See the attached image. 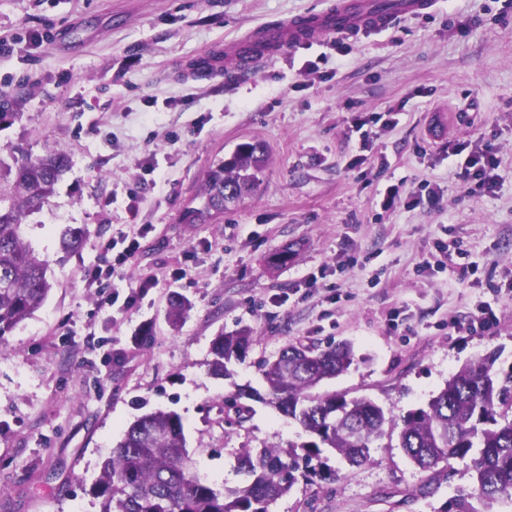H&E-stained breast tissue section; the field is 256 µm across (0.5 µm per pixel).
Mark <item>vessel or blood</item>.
I'll list each match as a JSON object with an SVG mask.
<instances>
[{
	"label": "vessel or blood",
	"mask_w": 512,
	"mask_h": 512,
	"mask_svg": "<svg viewBox=\"0 0 512 512\" xmlns=\"http://www.w3.org/2000/svg\"><path fill=\"white\" fill-rule=\"evenodd\" d=\"M436 2L390 0L388 7L382 8L376 0H329L319 12L285 23L257 26L230 45L229 50L244 64L252 65L270 60L284 47L310 45L327 34L356 38L385 30L398 20L430 14Z\"/></svg>",
	"instance_id": "b4317fda"
}]
</instances>
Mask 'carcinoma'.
I'll use <instances>...</instances> for the list:
<instances>
[{
  "mask_svg": "<svg viewBox=\"0 0 512 512\" xmlns=\"http://www.w3.org/2000/svg\"><path fill=\"white\" fill-rule=\"evenodd\" d=\"M266 162L264 149L238 146L206 174L199 205L184 213L183 221H213L227 204L259 187ZM68 168L67 154L58 149L23 159L17 162L9 194L0 193V340L32 317L52 288L50 262L24 239L22 225L28 214L49 202ZM85 234V228L67 225L60 236L61 251L67 256L77 252ZM251 344L248 329L217 336L210 350L211 372L231 377V366L244 360ZM353 361L348 344L325 350L289 345L263 364L266 392L244 386L225 401L238 423L249 413L239 403L246 398L275 407L307 436L296 450L248 449L238 460L247 481L233 489L198 476L178 414L156 411L138 417L102 464L93 487L101 499L100 512H267L271 502L292 489L295 472L330 480L335 473L327 466V454L360 465L370 459L371 445L387 428L398 430L400 447L423 471L479 449L474 491L484 512H495V504H512V363L497 367L495 355L468 363L426 406L396 419L365 397L314 392L322 381L346 372ZM470 498L472 494L457 491L446 512H477Z\"/></svg>",
  "mask_w": 512,
  "mask_h": 512,
  "instance_id": "obj_1",
  "label": "carcinoma"
}]
</instances>
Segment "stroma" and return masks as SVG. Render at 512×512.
Instances as JSON below:
<instances>
[{
    "label": "stroma",
    "mask_w": 512,
    "mask_h": 512,
    "mask_svg": "<svg viewBox=\"0 0 512 512\" xmlns=\"http://www.w3.org/2000/svg\"><path fill=\"white\" fill-rule=\"evenodd\" d=\"M324 0H0V176L64 151L70 169L24 237L52 261L44 305L0 340V512H99L102 461L142 414L183 422L198 471L235 488L246 448L306 439L252 402L224 421L237 387L264 389L263 359L289 344L349 342L354 362L322 393L394 416L425 406L462 365L512 363V0H437L431 15L368 36L284 48L257 68L187 80L250 29ZM315 65L317 72L302 70ZM395 111L361 147L358 122ZM482 138L498 185L462 195L448 147ZM267 150L259 189L208 224L182 214L209 166L243 142ZM400 189L395 208L383 192ZM85 227L61 260L59 233ZM134 256L101 287L85 274ZM447 239V256L435 249ZM295 255L277 265L284 246ZM137 294L128 308L112 296ZM190 309L180 326L170 301ZM483 307L492 324L470 327ZM249 328L234 376L210 374L219 333ZM332 482L298 481L268 512H441L474 487L472 457L419 470L397 434ZM438 484L423 498L424 483Z\"/></svg>",
    "instance_id": "obj_1"
}]
</instances>
